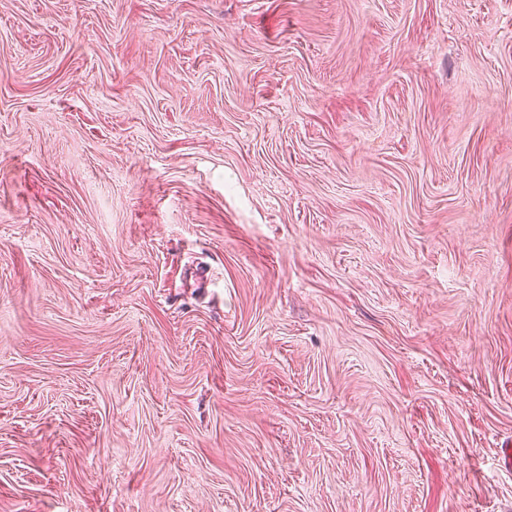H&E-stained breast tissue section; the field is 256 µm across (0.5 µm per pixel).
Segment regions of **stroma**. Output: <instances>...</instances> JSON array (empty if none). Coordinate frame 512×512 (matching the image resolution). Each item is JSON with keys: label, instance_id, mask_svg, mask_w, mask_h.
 Instances as JSON below:
<instances>
[{"label": "stroma", "instance_id": "stroma-1", "mask_svg": "<svg viewBox=\"0 0 512 512\" xmlns=\"http://www.w3.org/2000/svg\"><path fill=\"white\" fill-rule=\"evenodd\" d=\"M512 0H0V512H512Z\"/></svg>", "mask_w": 512, "mask_h": 512}]
</instances>
